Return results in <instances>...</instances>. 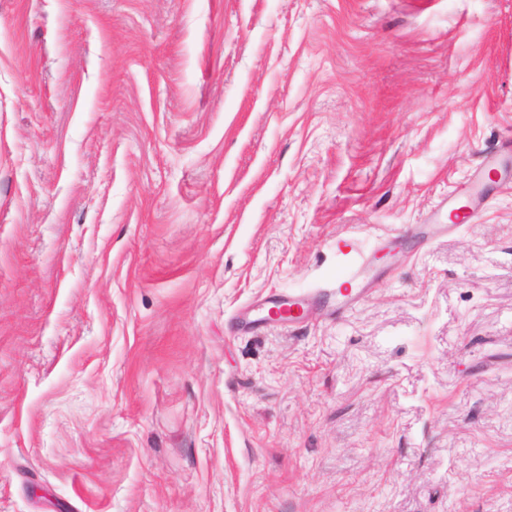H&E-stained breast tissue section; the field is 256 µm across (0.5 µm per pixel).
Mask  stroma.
Segmentation results:
<instances>
[{
	"mask_svg": "<svg viewBox=\"0 0 512 512\" xmlns=\"http://www.w3.org/2000/svg\"><path fill=\"white\" fill-rule=\"evenodd\" d=\"M0 512H512V0H0Z\"/></svg>",
	"mask_w": 512,
	"mask_h": 512,
	"instance_id": "stroma-1",
	"label": "stroma"
}]
</instances>
